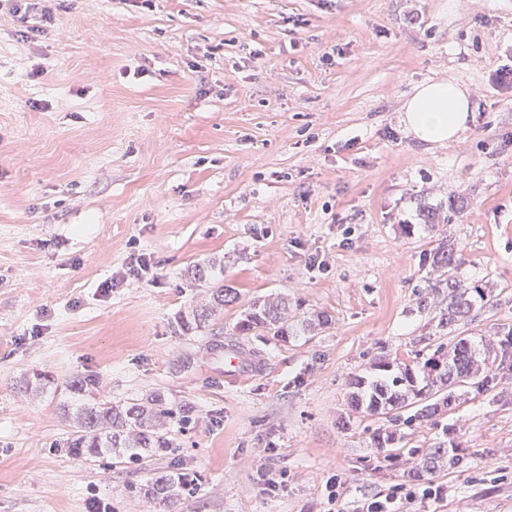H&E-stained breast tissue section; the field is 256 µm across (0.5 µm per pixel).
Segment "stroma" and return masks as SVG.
Wrapping results in <instances>:
<instances>
[{"label": "stroma", "instance_id": "obj_1", "mask_svg": "<svg viewBox=\"0 0 512 512\" xmlns=\"http://www.w3.org/2000/svg\"><path fill=\"white\" fill-rule=\"evenodd\" d=\"M20 28L0 11V512H324L335 474L351 499L426 477L448 497L416 512H512V479L483 478L512 459V89L491 80L512 66V0H74L43 33ZM448 76L474 118L427 149L399 110ZM443 234L458 279L493 299L455 329L437 298L418 305ZM134 245L159 282L102 295ZM312 251L326 273L306 270ZM198 265L239 298L182 330ZM269 293L327 325L234 335ZM459 334L499 348L488 383L397 427L413 448L459 445L457 467L427 475L374 447L388 423L352 408L351 382ZM219 345L259 350L256 377L228 382ZM34 371L53 382L28 398ZM76 376L116 403L156 391L193 405L147 468L195 472L196 494L134 499L141 473L50 450ZM260 468L286 485L266 494Z\"/></svg>", "mask_w": 512, "mask_h": 512}]
</instances>
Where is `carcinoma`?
I'll return each mask as SVG.
<instances>
[{"label":"carcinoma","instance_id":"obj_1","mask_svg":"<svg viewBox=\"0 0 512 512\" xmlns=\"http://www.w3.org/2000/svg\"><path fill=\"white\" fill-rule=\"evenodd\" d=\"M458 259L448 242L438 244L433 255V271L429 288L434 293L445 288L448 302L440 312L439 325L456 326L468 322L475 304L473 293L452 274ZM233 289L222 285L212 288L209 300L197 301L188 315L181 317V326L204 324L214 319ZM237 336H272L288 340V299L269 295L253 302L234 326ZM486 363L476 357L470 340L460 337L448 346H438L432 357L423 364H394L386 359L372 365L370 379L358 377L351 394V404L356 409L376 415L381 414L392 424L412 425L423 419L433 418L451 410L460 384L479 376ZM66 390L86 399L75 412L62 405L70 421L66 438L51 447L61 449L76 460L104 462L116 458L127 467L142 470L147 459L176 447L171 429H186L192 423L193 406L175 404L163 394L153 392L127 404H114L100 399L87 387V382L75 377L67 383ZM407 454L420 457L421 467L456 466L458 444L451 441L447 448H431L425 454L418 448L407 449ZM196 491L191 474L179 470L165 475L152 476L145 483H131L127 492L132 497L159 500L163 503L178 501Z\"/></svg>","mask_w":512,"mask_h":512}]
</instances>
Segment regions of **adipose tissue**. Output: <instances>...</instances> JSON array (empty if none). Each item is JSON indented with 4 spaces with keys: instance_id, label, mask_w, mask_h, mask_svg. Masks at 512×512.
Segmentation results:
<instances>
[{
    "instance_id": "obj_1",
    "label": "adipose tissue",
    "mask_w": 512,
    "mask_h": 512,
    "mask_svg": "<svg viewBox=\"0 0 512 512\" xmlns=\"http://www.w3.org/2000/svg\"><path fill=\"white\" fill-rule=\"evenodd\" d=\"M472 112L467 89L454 79L442 78L413 88L400 108V121L417 143L438 146L458 141Z\"/></svg>"
}]
</instances>
